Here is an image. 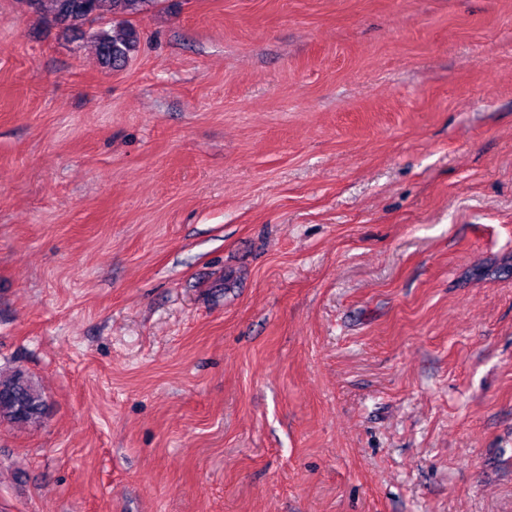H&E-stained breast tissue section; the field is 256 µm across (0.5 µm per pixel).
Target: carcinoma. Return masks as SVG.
Masks as SVG:
<instances>
[{
  "instance_id": "cac0c4a2",
  "label": "carcinoma",
  "mask_w": 512,
  "mask_h": 512,
  "mask_svg": "<svg viewBox=\"0 0 512 512\" xmlns=\"http://www.w3.org/2000/svg\"><path fill=\"white\" fill-rule=\"evenodd\" d=\"M154 0H50L55 21L71 29L83 27L90 18L104 12L112 18L136 14ZM100 61L112 68L125 64L137 43V31L121 22L112 30L91 35ZM42 391L32 377L21 369L7 377L0 375V422L30 426L44 413Z\"/></svg>"
}]
</instances>
